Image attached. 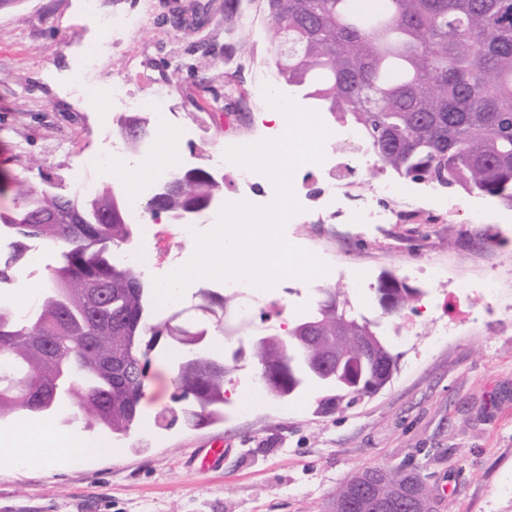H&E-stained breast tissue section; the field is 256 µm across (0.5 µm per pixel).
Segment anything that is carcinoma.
I'll return each mask as SVG.
<instances>
[{"mask_svg":"<svg viewBox=\"0 0 512 512\" xmlns=\"http://www.w3.org/2000/svg\"><path fill=\"white\" fill-rule=\"evenodd\" d=\"M267 0L274 34L288 39L276 59L280 77L320 111L353 125L381 170L399 177L481 194L512 206V0ZM131 148L152 137L146 119L125 117ZM181 193L168 195V214L209 196H224V182L206 170L178 174ZM14 207L0 216V236L14 238L0 257V282L11 279L25 241L60 250L34 302L0 310V419L18 411L50 416L68 406L86 427L123 436L135 426L150 381V355L159 343L179 351L172 368L174 402L184 422L197 427L222 416L224 383L233 365L198 349L201 336L231 339L245 327H224L233 297L209 289L195 308L210 322L179 323V313L156 315L152 288L137 267L114 260L134 235L129 222L103 219L113 192L87 204L15 182ZM79 213L84 223H48L46 209ZM384 312L398 313L414 299L409 288H377ZM311 314L317 339L288 338L286 366L278 342L251 352L274 399L310 382L333 394L320 400L351 405L371 393L373 367L355 354L331 377L311 376V364L338 336L376 333L368 320L343 315L336 289H320Z\"/></svg>","mask_w":512,"mask_h":512,"instance_id":"obj_1","label":"carcinoma"}]
</instances>
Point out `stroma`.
<instances>
[{
  "instance_id": "35a3bbf8",
  "label": "stroma",
  "mask_w": 512,
  "mask_h": 512,
  "mask_svg": "<svg viewBox=\"0 0 512 512\" xmlns=\"http://www.w3.org/2000/svg\"><path fill=\"white\" fill-rule=\"evenodd\" d=\"M117 14L139 13L121 51L108 53L99 77L121 80L138 94L164 89L176 133L180 170L211 169L216 149L247 144L257 117L258 83L302 101L275 73L279 52L266 0H240L226 19L224 0H105ZM251 49L236 52L240 35ZM104 39L81 0H20L0 9V174L75 196L74 182L115 188V176L86 166L118 140L121 113L72 92L79 58ZM377 158L348 159L345 192L328 209L322 176L295 172L303 207L285 228L289 242L327 262L331 270L299 287L259 291L281 300V317L255 327L282 330L310 315L324 288L336 289L347 312L378 325L397 358L390 381L350 407L319 413L324 390L294 398L253 394L250 356L224 384L222 421L166 427L171 403L169 349L151 354L150 384L135 430L115 436L65 422L112 452L64 469L0 467V512H328L336 488L356 472L404 468L431 491L437 512H512V207L496 199L411 182L378 172ZM396 195L380 199L398 213L393 224H346L338 211L360 206L380 183ZM134 251L163 271L195 250L169 217L139 210ZM442 273L432 281L430 269ZM416 291L398 314L383 313L376 288L384 277ZM490 280L493 295L462 292L469 281ZM221 437L229 446L220 471L199 474L191 462L201 445Z\"/></svg>"
}]
</instances>
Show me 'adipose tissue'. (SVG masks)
<instances>
[{
  "label": "adipose tissue",
  "instance_id": "obj_1",
  "mask_svg": "<svg viewBox=\"0 0 512 512\" xmlns=\"http://www.w3.org/2000/svg\"><path fill=\"white\" fill-rule=\"evenodd\" d=\"M45 419H35L18 429L0 430V441L9 445L7 461L21 470L34 465L47 470L57 469L67 462L95 454L96 448L75 432L45 430Z\"/></svg>",
  "mask_w": 512,
  "mask_h": 512
}]
</instances>
